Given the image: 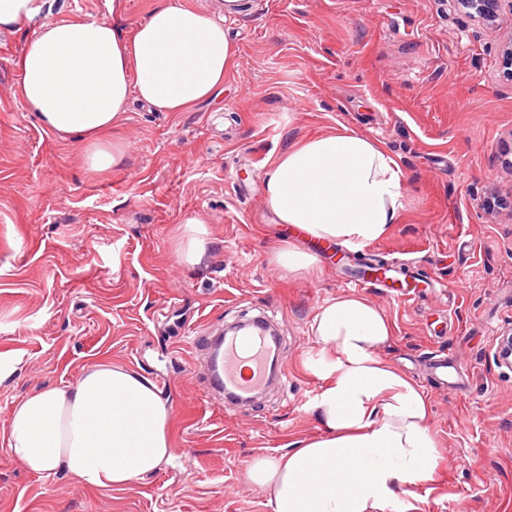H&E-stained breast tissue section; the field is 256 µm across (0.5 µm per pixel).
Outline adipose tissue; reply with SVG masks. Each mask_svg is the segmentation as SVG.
<instances>
[{"mask_svg":"<svg viewBox=\"0 0 512 512\" xmlns=\"http://www.w3.org/2000/svg\"><path fill=\"white\" fill-rule=\"evenodd\" d=\"M46 5L0 0V29L41 18L18 62L20 96L43 129L86 143L94 171L121 161L122 148L99 137L119 124L131 99L185 111L223 83L234 55L223 25L183 0H161L129 37L105 19H45ZM265 181L279 222L320 242L363 247L385 236L404 207L396 160L346 128L289 148ZM310 334L319 352L306 367L324 381L313 409L325 432L256 459L248 477L269 488L270 512H381L394 487L430 480L442 461L428 396L379 356L393 329L363 297L322 304ZM171 416L150 379L101 361L65 386L18 401L0 438L30 472L119 488L170 460Z\"/></svg>","mask_w":512,"mask_h":512,"instance_id":"ef3b65f1","label":"adipose tissue"}]
</instances>
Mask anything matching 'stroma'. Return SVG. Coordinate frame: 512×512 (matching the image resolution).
I'll list each match as a JSON object with an SVG mask.
<instances>
[{
  "instance_id": "35a3bbf8",
  "label": "stroma",
  "mask_w": 512,
  "mask_h": 512,
  "mask_svg": "<svg viewBox=\"0 0 512 512\" xmlns=\"http://www.w3.org/2000/svg\"><path fill=\"white\" fill-rule=\"evenodd\" d=\"M160 0H48L51 17L113 18L125 33ZM36 22L0 30V430L16 402L101 360L152 380L172 407V459L99 489L19 464L0 441V512H270L250 463L319 436L324 381L307 371L309 326L346 294L341 245L314 270L271 259L289 242L265 202V172L303 140L347 127L399 164L404 207L366 247L413 288L362 290L393 325L379 355L428 394L443 461L393 512H512V369L494 358L512 328V82L500 76L512 0L495 25L451 0H237L236 48L209 101L156 112L131 101L103 136L119 166L89 170L83 143L45 131L19 94ZM205 223L201 262H178L177 227ZM279 331L286 375L257 402L209 399L207 338L241 317ZM463 374L430 375L433 353Z\"/></svg>"
}]
</instances>
